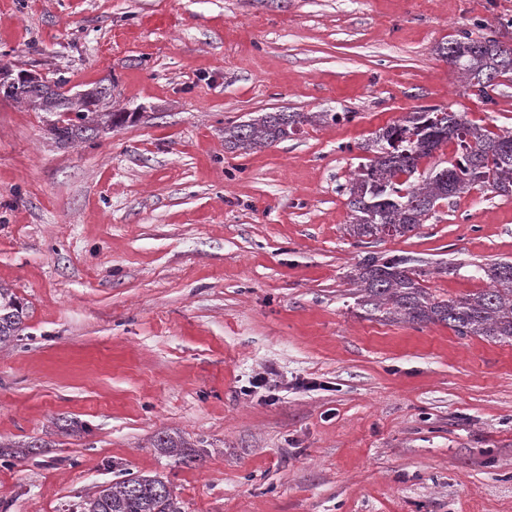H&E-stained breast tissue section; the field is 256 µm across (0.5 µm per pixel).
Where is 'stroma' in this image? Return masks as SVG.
I'll use <instances>...</instances> for the list:
<instances>
[{
  "instance_id": "1",
  "label": "stroma",
  "mask_w": 512,
  "mask_h": 512,
  "mask_svg": "<svg viewBox=\"0 0 512 512\" xmlns=\"http://www.w3.org/2000/svg\"><path fill=\"white\" fill-rule=\"evenodd\" d=\"M509 18L512 0H0V62L113 81L137 115L58 142L0 98V282L27 309L0 347V442L34 446L0 457V512L155 474L183 512H512V340L368 315L350 281L408 254L437 297L484 288L478 266L512 259V197L345 231L378 129L436 106L512 130V82L484 103L434 51ZM281 110L353 118L225 149V126ZM155 448H161L165 453L171 456H177L181 462L185 464L193 463L196 461L195 456L187 452L185 448L188 447L183 441L171 436L168 433H163L156 440Z\"/></svg>"
}]
</instances>
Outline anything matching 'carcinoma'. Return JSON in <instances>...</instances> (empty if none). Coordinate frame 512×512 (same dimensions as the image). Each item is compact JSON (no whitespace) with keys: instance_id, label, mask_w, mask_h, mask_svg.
Here are the masks:
<instances>
[{"instance_id":"cac0c4a2","label":"carcinoma","mask_w":512,"mask_h":512,"mask_svg":"<svg viewBox=\"0 0 512 512\" xmlns=\"http://www.w3.org/2000/svg\"><path fill=\"white\" fill-rule=\"evenodd\" d=\"M466 83L486 103L493 93L512 81V48L494 39L479 40L465 30L436 46ZM10 83L0 86L4 96L39 112L55 116L48 132L57 141L82 138L101 124L123 125L128 112H96L80 108L57 89L68 80L59 76L46 92L32 99L12 72ZM348 112H259L248 120L224 127V147L248 152L291 138L310 124L349 121ZM456 142L458 151L447 165L419 173L422 159ZM371 155L358 165L347 187L350 211L347 233L364 239L402 237L414 231L440 202L468 193L476 186L499 196L512 195V131L489 130L465 115L439 107H422L400 122L386 126L360 145ZM408 255L379 258L367 255L355 266L352 281L358 304L371 315L411 324L446 323L461 336L491 340L512 339V261L479 268L488 286L456 299H439L420 283L425 271ZM24 307L11 289L0 284V345L9 344L22 331ZM155 447L185 464L196 461L187 445L164 433ZM79 512H182L165 481L134 476L101 489L79 504Z\"/></svg>"}]
</instances>
